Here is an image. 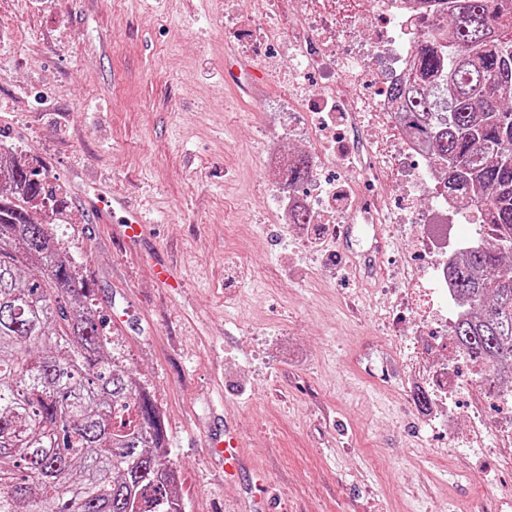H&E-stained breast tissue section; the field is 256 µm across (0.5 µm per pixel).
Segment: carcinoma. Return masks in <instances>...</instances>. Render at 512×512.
Masks as SVG:
<instances>
[{
  "label": "carcinoma",
  "instance_id": "1",
  "mask_svg": "<svg viewBox=\"0 0 512 512\" xmlns=\"http://www.w3.org/2000/svg\"><path fill=\"white\" fill-rule=\"evenodd\" d=\"M393 96L429 142L442 192L495 232L448 262L463 311L459 353L512 372V0H435ZM308 160L288 169L305 182ZM38 173L0 156V512H184L163 417L108 352L91 291L54 224Z\"/></svg>",
  "mask_w": 512,
  "mask_h": 512
}]
</instances>
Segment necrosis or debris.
<instances>
[{"label":"necrosis or debris","mask_w":512,"mask_h":512,"mask_svg":"<svg viewBox=\"0 0 512 512\" xmlns=\"http://www.w3.org/2000/svg\"><path fill=\"white\" fill-rule=\"evenodd\" d=\"M282 2L252 0L251 23H242L233 13L227 14L226 23L237 33L243 49L257 42L271 43L299 65L295 71L275 72L283 114L302 116L313 169L309 189L291 186L284 178L276 183L277 194L287 195L291 202L286 223H293L295 213L302 211L312 224L395 225L403 244L427 257L432 289L421 291L417 279H408L386 309L385 325L392 334H399L401 320L408 316L426 328L447 327L448 319L439 304L453 299L454 290L439 256L448 240L449 225L462 223L469 212L443 196L437 198L431 211L419 207L421 191L429 189L433 181L432 160L419 141L399 133L397 104L390 94L391 87L404 79L411 60L416 21L422 13L419 0H371V13L382 23L362 47L356 46L351 30L338 29L333 18L315 8L293 10L291 28L282 31L269 19ZM388 49L396 55L389 71L382 73L369 65V58ZM302 69L320 75L317 87L299 78ZM340 70L350 74V93L343 97L336 94V73ZM357 112L381 119L392 130L387 153H379L368 140L360 155H352L351 144L340 136L339 129L350 124ZM405 160L415 163L417 176L406 182L399 201L380 195L368 206H361L358 184L382 180L387 170H400ZM336 169L342 170V178L328 182V171Z\"/></svg>","instance_id":"1"}]
</instances>
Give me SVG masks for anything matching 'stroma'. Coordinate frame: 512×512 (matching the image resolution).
<instances>
[{"label": "stroma", "mask_w": 512, "mask_h": 512, "mask_svg": "<svg viewBox=\"0 0 512 512\" xmlns=\"http://www.w3.org/2000/svg\"><path fill=\"white\" fill-rule=\"evenodd\" d=\"M287 70L224 29V0H0V151L38 169L60 202L59 235L125 365L163 415L186 512H250L206 444L231 428L268 483L266 512H496L512 498V452L484 407L483 452L460 444L483 391L456 348L448 416L431 418L400 378L365 364L423 345L379 312L398 280L357 267L360 231L319 238L277 223L263 164L281 142L280 93L264 75L224 84V51ZM106 187L154 220L127 249L85 197ZM175 268L161 287L152 265Z\"/></svg>", "instance_id": "obj_1"}]
</instances>
